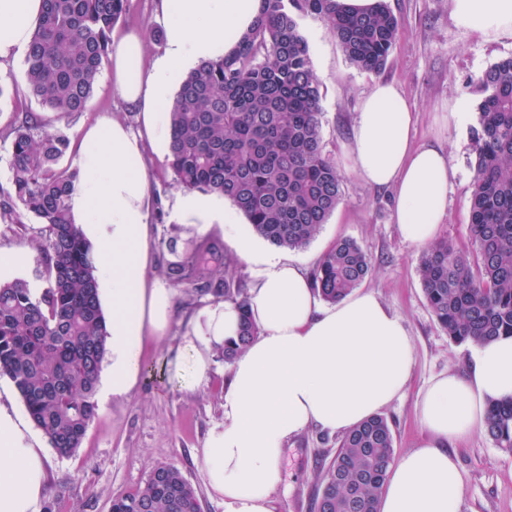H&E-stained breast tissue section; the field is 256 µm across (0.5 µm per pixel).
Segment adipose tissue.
<instances>
[{
  "instance_id": "obj_1",
  "label": "adipose tissue",
  "mask_w": 512,
  "mask_h": 512,
  "mask_svg": "<svg viewBox=\"0 0 512 512\" xmlns=\"http://www.w3.org/2000/svg\"><path fill=\"white\" fill-rule=\"evenodd\" d=\"M43 0H0V64L27 51ZM261 0H160L164 50L145 66L144 44L128 33L112 46V83L139 114V129L104 117L83 127L76 161L84 174L71 191V215L91 247L101 298L110 310L108 391L121 397L142 371L147 338L168 329L174 294L151 280V212L157 199L145 144L168 150L166 108L187 68L227 55L256 20ZM455 28L488 42L512 40V0H450ZM414 110L390 83H377L356 115L348 153L360 179L396 195L394 219L410 243L435 240L448 215L456 175L447 153L412 146ZM175 219L205 233L220 229L256 265L249 310L259 335L232 364L224 421L199 453L210 491L227 512H272L283 479L286 442L310 427L346 432L392 404L413 366L401 318L372 292L323 305L298 263L240 233L223 195L178 194ZM237 308L218 302L194 324L192 385L206 378L210 353L236 336ZM512 399V336L477 346L466 375L433 378L420 404L428 433L400 455L380 495V512H456L464 489L448 446L484 428L489 400ZM19 418L0 410V512H38L46 449L27 444Z\"/></svg>"
}]
</instances>
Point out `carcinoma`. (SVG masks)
Returning a JSON list of instances; mask_svg holds the SVG:
<instances>
[{
	"label": "carcinoma",
	"instance_id": "cac0c4a2",
	"mask_svg": "<svg viewBox=\"0 0 512 512\" xmlns=\"http://www.w3.org/2000/svg\"><path fill=\"white\" fill-rule=\"evenodd\" d=\"M128 0H44L24 67L28 91L66 117L84 111L110 51L114 23ZM320 18L356 68L379 72L395 43L398 18L385 0L369 14L338 0H261L254 26L236 50L186 75L172 99L170 168L186 190L218 192L268 243L301 249L342 199L343 176L322 149L320 83L301 20ZM482 98L473 143L470 232L476 261L448 240L425 247L419 275L439 325L457 345L512 336V56L471 80ZM11 140V187L0 198V224L45 225L37 242L46 286L39 294L15 280L0 283V377L14 385L34 425L62 456L81 445L96 416L107 353L96 267L68 197L80 169L62 164L70 142L39 131L30 113L0 131ZM370 271L366 252L344 239L313 274L319 297L336 303ZM163 274L187 292L234 304L237 336L218 353L230 365L258 335L248 291L216 241L192 245ZM485 431L512 453V401L489 405ZM394 460L387 419L367 418L344 434L320 472L314 512H379ZM110 512H201L181 472L159 464L144 484L112 500Z\"/></svg>",
	"mask_w": 512,
	"mask_h": 512
}]
</instances>
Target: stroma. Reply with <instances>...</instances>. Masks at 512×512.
Instances as JSON below:
<instances>
[{"label": "stroma", "instance_id": "stroma-1", "mask_svg": "<svg viewBox=\"0 0 512 512\" xmlns=\"http://www.w3.org/2000/svg\"><path fill=\"white\" fill-rule=\"evenodd\" d=\"M400 21L398 38L383 71L359 70L345 58L324 22L302 21L310 45L314 71L322 90L324 151L343 175L342 201L305 248L287 250L314 273L322 255L337 241L355 240L368 254L371 270L360 288L374 292L399 316L412 339L413 367L403 395L383 412L393 432L396 453L420 447L427 432L419 402L429 382L448 372H466L471 345L449 340L438 325L423 293L418 273L421 247L404 240L393 221L395 195L362 182L349 159L347 147L361 100L381 81L394 84L413 105L416 122L413 143H432L449 155L457 173L448 189V216L439 234L467 256H474L470 221L473 146L470 129L477 121L479 96L469 81L498 60L512 55V41L487 43L474 33L458 31L449 16L448 0H386ZM159 0H128L125 14L114 24L112 39L136 30L144 39L147 62L163 51V29L156 16ZM112 65L104 63L84 112L57 114L29 95L23 60L16 57L0 66V130L12 125L19 112L40 114L42 131L63 132L77 139L81 125L103 115H115L137 126L138 114L112 87ZM460 103L456 123L448 121V107ZM157 197L152 221V262L149 273L165 283L161 269L174 253L202 241L220 238L219 230L202 235L173 218L179 192L168 156L146 147ZM170 327L165 336L146 341L143 371L123 398L98 397V410L82 445L69 456L50 450L36 426H29L27 442L48 451L46 494L39 512H110L113 498L143 485L158 463L176 467L195 489L203 512H225L212 495L205 465L198 454L211 428L224 421V391L230 367L212 354L208 378L187 387L177 377V365L188 358L192 337L190 320L207 305V298L174 289ZM338 435L310 429L289 439L282 461L283 480L272 492L274 512H313L319 488L318 474L334 455ZM464 476L457 512H512V453L496 448L485 431L477 430L454 445Z\"/></svg>", "mask_w": 512, "mask_h": 512}]
</instances>
